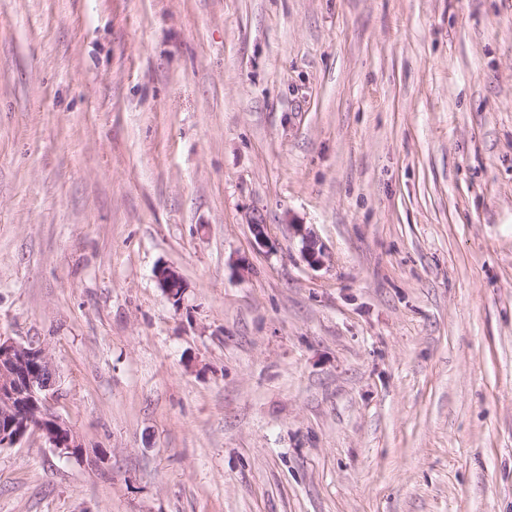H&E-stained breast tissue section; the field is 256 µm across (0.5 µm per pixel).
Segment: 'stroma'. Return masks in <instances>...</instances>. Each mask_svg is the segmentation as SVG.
Instances as JSON below:
<instances>
[{
  "mask_svg": "<svg viewBox=\"0 0 512 512\" xmlns=\"http://www.w3.org/2000/svg\"><path fill=\"white\" fill-rule=\"evenodd\" d=\"M0 335V512H512V0H0ZM154 276L159 288L170 300L174 302L180 299L181 302L186 284L176 268L169 265L159 266L155 270ZM178 291L180 293L176 296ZM58 372L45 348L0 336V447L12 448L37 431L60 455L73 456L83 446L76 432L52 406L58 394ZM54 424L48 433L46 423ZM74 457V456H73Z\"/></svg>",
  "mask_w": 512,
  "mask_h": 512,
  "instance_id": "1",
  "label": "stroma"
}]
</instances>
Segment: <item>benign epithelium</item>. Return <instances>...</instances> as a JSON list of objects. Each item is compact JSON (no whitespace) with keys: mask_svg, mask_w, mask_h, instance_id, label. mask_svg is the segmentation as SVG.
<instances>
[{"mask_svg":"<svg viewBox=\"0 0 512 512\" xmlns=\"http://www.w3.org/2000/svg\"><path fill=\"white\" fill-rule=\"evenodd\" d=\"M302 254L312 267L324 263V249L312 237L302 235ZM159 288L172 301L182 298L186 284L179 271L169 265L155 270ZM58 372L45 348L0 336V447L11 448L32 431L46 436L59 454L72 456L82 447L76 432L52 406L58 394Z\"/></svg>","mask_w":512,"mask_h":512,"instance_id":"1","label":"benign epithelium"}]
</instances>
